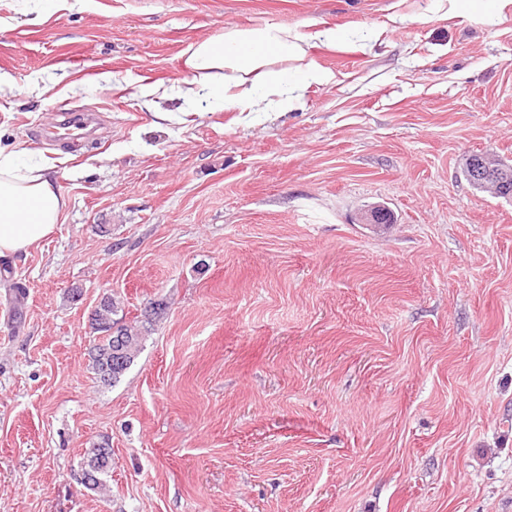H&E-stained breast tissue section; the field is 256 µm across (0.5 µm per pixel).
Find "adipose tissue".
<instances>
[{"label":"adipose tissue","mask_w":512,"mask_h":512,"mask_svg":"<svg viewBox=\"0 0 512 512\" xmlns=\"http://www.w3.org/2000/svg\"><path fill=\"white\" fill-rule=\"evenodd\" d=\"M337 37L328 27L302 32L267 23L225 29L187 47L184 65L189 76L176 93L196 112H257L271 91L278 94L280 106L295 108L308 86L334 79L331 71L308 60L310 41L332 44ZM66 207L47 168L0 147V258L27 253L52 235Z\"/></svg>","instance_id":"1"}]
</instances>
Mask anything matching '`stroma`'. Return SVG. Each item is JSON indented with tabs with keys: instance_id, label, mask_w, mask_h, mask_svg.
I'll list each match as a JSON object with an SVG mask.
<instances>
[{
	"instance_id": "obj_1",
	"label": "stroma",
	"mask_w": 512,
	"mask_h": 512,
	"mask_svg": "<svg viewBox=\"0 0 512 512\" xmlns=\"http://www.w3.org/2000/svg\"><path fill=\"white\" fill-rule=\"evenodd\" d=\"M0 0V146L47 164L63 224L0 263V512H512V0ZM310 19L335 75L250 121L145 103L229 27ZM381 29L383 43L355 39ZM96 139L34 137L57 105ZM383 205L389 233L364 216ZM26 294L13 302L12 285ZM166 303L99 386L90 313ZM108 440L112 478L75 475ZM511 169L512 165L503 160H496L495 165H490L486 156L473 154L467 159L466 177L473 185L495 183L505 191Z\"/></svg>"
}]
</instances>
